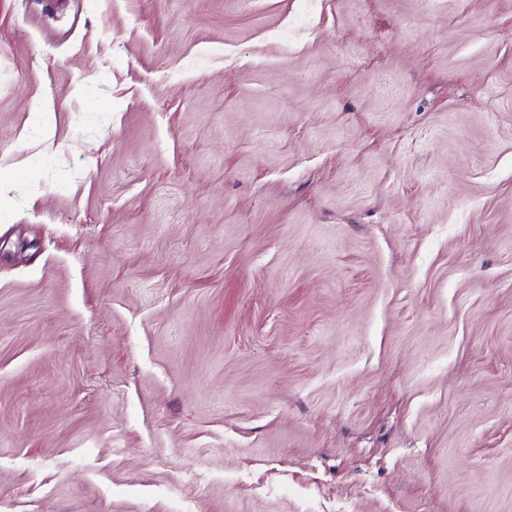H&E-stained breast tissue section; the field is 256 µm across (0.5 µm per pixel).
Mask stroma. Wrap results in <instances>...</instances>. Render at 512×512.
Segmentation results:
<instances>
[{"label":"stroma","mask_w":512,"mask_h":512,"mask_svg":"<svg viewBox=\"0 0 512 512\" xmlns=\"http://www.w3.org/2000/svg\"><path fill=\"white\" fill-rule=\"evenodd\" d=\"M0 512H512V0H0Z\"/></svg>","instance_id":"35a3bbf8"}]
</instances>
